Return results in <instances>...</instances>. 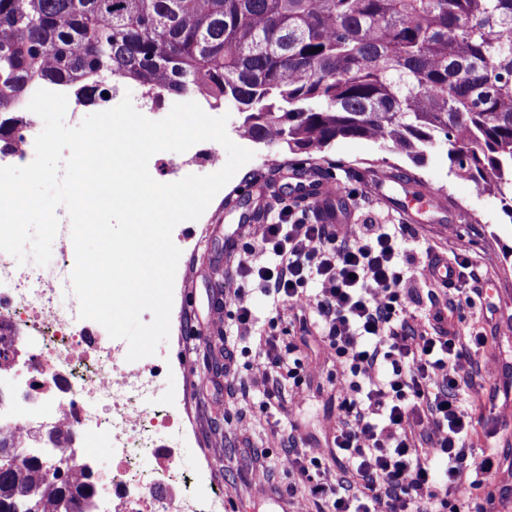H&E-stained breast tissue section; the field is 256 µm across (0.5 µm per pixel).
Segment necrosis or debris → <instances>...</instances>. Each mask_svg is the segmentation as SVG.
<instances>
[{
	"instance_id": "obj_1",
	"label": "necrosis or debris",
	"mask_w": 512,
	"mask_h": 512,
	"mask_svg": "<svg viewBox=\"0 0 512 512\" xmlns=\"http://www.w3.org/2000/svg\"><path fill=\"white\" fill-rule=\"evenodd\" d=\"M72 242L55 237L52 262L17 264L0 253V356L22 360V377L0 372V432L13 436L20 457L43 453L51 437L63 434L60 454L76 455L88 441L111 449L112 467L102 471L87 462L69 473L72 483H91L108 495L114 512H216L223 494L193 496L191 488L204 469L187 471L177 462V449L165 439L183 429V420L165 396L159 377L166 367L162 355L144 364L127 361L123 342L111 339L101 325L80 319L71 272ZM48 386L33 393L28 378ZM162 457L161 468L143 472L150 457Z\"/></svg>"
}]
</instances>
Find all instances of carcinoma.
<instances>
[{
  "instance_id": "carcinoma-1",
  "label": "carcinoma",
  "mask_w": 512,
  "mask_h": 512,
  "mask_svg": "<svg viewBox=\"0 0 512 512\" xmlns=\"http://www.w3.org/2000/svg\"><path fill=\"white\" fill-rule=\"evenodd\" d=\"M318 52L313 53L311 49ZM232 103L249 139L323 153L366 139L455 175L512 219V0H0V112L36 82L93 104L109 76ZM0 433V512H73Z\"/></svg>"
}]
</instances>
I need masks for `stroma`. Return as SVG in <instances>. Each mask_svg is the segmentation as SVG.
Here are the masks:
<instances>
[{
	"instance_id": "35a3bbf8",
	"label": "stroma",
	"mask_w": 512,
	"mask_h": 512,
	"mask_svg": "<svg viewBox=\"0 0 512 512\" xmlns=\"http://www.w3.org/2000/svg\"><path fill=\"white\" fill-rule=\"evenodd\" d=\"M326 160L295 166L291 155L277 153L274 164L253 170L241 167L213 198L202 216L180 223L178 229L191 247L180 257L183 305L181 321L171 322L167 344L172 368L162 378V389L180 408L195 438L182 448L185 462L212 457L220 467L197 486L200 495L214 489L224 492L223 512H283L289 498H296L305 512H317L304 489L289 493L294 481L281 466L290 445L301 449L323 448L331 443L336 428V357L321 338L312 313L295 308L276 310L273 297L265 295L254 276L226 275L238 264H269V257L247 252V244L261 239L262 221L252 222L235 248L226 240L238 229L239 213L231 207L242 199L244 187L254 179L274 186L289 196L297 178L322 174L326 163L336 165L335 175L345 186L339 221L351 224H397L400 209L414 217L407 234L412 256L404 270L415 287H423L421 271L427 250L444 257L463 250L481 267L478 292L456 296L448 324L458 335H482V353L495 362L494 377H479L473 390L475 450L495 447L494 477L470 493L473 506L487 512H512V498H504L512 486V219L506 217L497 196L476 192L472 182L450 168L446 146L428 148L420 162L381 148L365 139L337 141ZM436 203L423 200L424 193ZM241 289L252 310L248 326L236 320V307L227 302L228 289ZM237 339L236 379L212 375L206 358L223 357L224 339ZM274 336L289 360L307 368L300 380L278 374L281 390L271 408H264L265 384L256 368V339ZM250 395L249 409H242L243 395Z\"/></svg>"
}]
</instances>
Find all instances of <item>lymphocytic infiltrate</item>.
<instances>
[{
    "instance_id": "1",
    "label": "lymphocytic infiltrate",
    "mask_w": 512,
    "mask_h": 512,
    "mask_svg": "<svg viewBox=\"0 0 512 512\" xmlns=\"http://www.w3.org/2000/svg\"><path fill=\"white\" fill-rule=\"evenodd\" d=\"M406 230L309 223L284 206L258 244L273 266L240 268L284 305L312 308L344 366L332 446L346 479L321 469L318 448L284 459L321 512H463L470 490L496 468L492 451L472 461V417L458 394L470 371L492 375L490 362L449 329L447 307L434 308L432 325L413 322L423 298L479 283L476 264L454 253L455 278L439 281L441 258L431 256L429 289L419 293L399 269Z\"/></svg>"
}]
</instances>
